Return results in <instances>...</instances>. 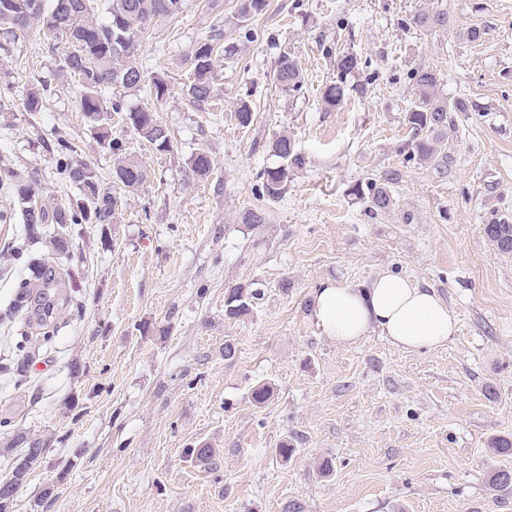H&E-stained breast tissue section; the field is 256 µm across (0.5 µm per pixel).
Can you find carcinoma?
<instances>
[{
	"label": "carcinoma",
	"mask_w": 512,
	"mask_h": 512,
	"mask_svg": "<svg viewBox=\"0 0 512 512\" xmlns=\"http://www.w3.org/2000/svg\"><path fill=\"white\" fill-rule=\"evenodd\" d=\"M94 2L96 0H53L52 9L46 12L43 0H0V35L7 39L15 31L37 24L61 36L71 46L70 51L59 60L57 77L64 79L73 76L80 79V111L102 148L112 155V177L124 187L135 190L146 183L148 172L145 164L128 151L123 141L112 137V114L125 113L126 123L159 152L173 149L170 131L160 121L153 106L128 109L123 97L116 95L108 99L104 97V91L111 86L140 90L144 76L135 61L140 41L156 18L180 14L184 0H111L104 21L95 18ZM266 6L267 0H240L238 14L241 22L245 23L260 14ZM418 23L429 28L444 27L448 23V16L440 11L427 12L419 16ZM223 40L224 30L216 25L194 51L183 91L197 106L208 104L213 97L214 61L218 52H229ZM361 65V58L352 53L336 56L337 80L327 85L322 93L327 106L341 105L345 98L346 78L359 70ZM276 73L284 89H300L301 72L293 56L286 52L280 54ZM410 81L417 96V105L406 114L412 131L408 159L422 167L432 166L444 158L442 138L448 127L453 125L452 113L471 112L474 105L463 98L449 101L441 97L437 93V74L431 69L413 70ZM46 88L47 82L41 81L27 89L25 106L29 111L35 112L41 108ZM270 151L284 164L264 171L259 192L260 196L276 201L286 192L288 170L301 166L303 158L286 135L275 138ZM56 152L58 173L75 184L79 194L65 204L43 205L33 201L32 190L21 183L13 209L0 210V223L11 220L17 208L31 236L43 234L44 225L55 224L59 232L51 237L49 243L55 252L60 253L68 248V225L116 223L120 198L101 185L92 168L71 161L72 146L66 140H58ZM211 168V157L204 150L190 159V170L198 178L208 177ZM399 179L398 172L386 171L363 184H355L352 192L368 203L370 212H386L393 206L389 185ZM483 233L498 252L512 255V222L494 215L483 225ZM259 295L260 291L256 289L241 286L229 289L224 298V316L238 319L246 315L252 300ZM37 306L40 312L37 325L46 327L48 321L53 319L55 302L48 295L40 296ZM20 443L23 444V453L14 458L10 477L0 481V488L13 493L27 480L31 469L45 451V443L38 438L22 437ZM489 484L497 491L511 493L512 472L507 469L493 472L489 476Z\"/></svg>",
	"instance_id": "1"
}]
</instances>
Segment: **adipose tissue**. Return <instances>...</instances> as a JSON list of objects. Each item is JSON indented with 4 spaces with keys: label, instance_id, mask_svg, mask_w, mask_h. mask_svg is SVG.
Segmentation results:
<instances>
[{
    "label": "adipose tissue",
    "instance_id": "obj_1",
    "mask_svg": "<svg viewBox=\"0 0 512 512\" xmlns=\"http://www.w3.org/2000/svg\"><path fill=\"white\" fill-rule=\"evenodd\" d=\"M313 314L324 334L353 346L376 331L405 352L431 350L457 329L448 305L430 288L393 272H383L366 287L324 284L313 295Z\"/></svg>",
    "mask_w": 512,
    "mask_h": 512
}]
</instances>
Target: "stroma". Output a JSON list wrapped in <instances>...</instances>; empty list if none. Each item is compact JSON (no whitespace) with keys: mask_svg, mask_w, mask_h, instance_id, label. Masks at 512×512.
Here are the masks:
<instances>
[{"mask_svg":"<svg viewBox=\"0 0 512 512\" xmlns=\"http://www.w3.org/2000/svg\"><path fill=\"white\" fill-rule=\"evenodd\" d=\"M435 10L447 26L417 24ZM217 23L234 51L216 62L200 109L183 84ZM474 27L481 41L469 40ZM66 49L37 26L0 45V170L21 173L36 199L66 203L78 189L48 151L61 137L122 210L113 224L71 225L61 255L30 239L21 217L0 223V362L27 361L25 381L0 375V480L17 434L46 442L11 512H512V493L489 484L512 471V452L490 447L512 440V255L482 231L492 213L512 217V0H268L244 24L238 0H184L144 35L145 80L125 96L142 106L153 79L166 81L156 110L173 149L112 117L113 137L149 172L133 192L112 178L77 79L53 76ZM284 52L301 90L276 80ZM341 52L362 67L329 108L321 95ZM422 67L444 97L477 106L456 113L437 169L404 152L408 75ZM44 79L43 106L28 111L26 90ZM242 99L246 127L233 116ZM283 133L304 165L272 202L258 188L280 164L268 145ZM201 149L213 163L204 180L188 169ZM394 169V207L370 214L352 186ZM252 211L262 223H244ZM34 256L63 288L48 340L26 343L25 317L4 314ZM385 271L448 304L458 329L445 346L406 353L377 332L352 347L323 334L314 290L364 287ZM250 284L260 298L226 319L227 289ZM259 383L272 389L260 405ZM204 445L213 462L197 460Z\"/></svg>","mask_w":512,"mask_h":512,"instance_id":"stroma-1","label":"stroma"}]
</instances>
